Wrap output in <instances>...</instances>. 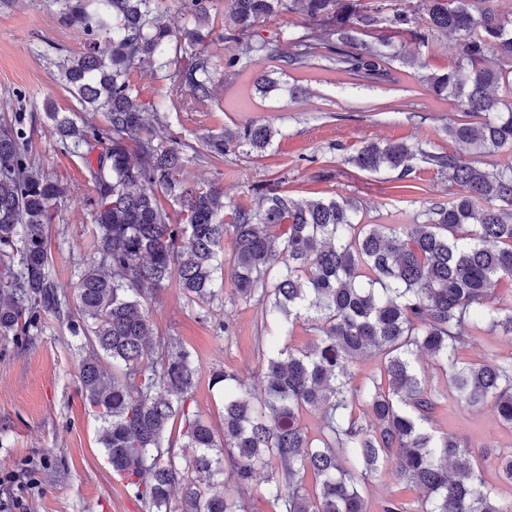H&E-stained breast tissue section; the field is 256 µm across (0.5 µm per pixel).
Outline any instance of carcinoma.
<instances>
[{"label": "carcinoma", "mask_w": 512, "mask_h": 512, "mask_svg": "<svg viewBox=\"0 0 512 512\" xmlns=\"http://www.w3.org/2000/svg\"><path fill=\"white\" fill-rule=\"evenodd\" d=\"M58 2L61 22L84 44L60 64L80 112L45 102L43 121L62 150L87 159L95 252L77 260L68 301L51 275L46 232L67 187L32 160L34 115L15 113L0 124V335L24 344L43 316L76 308L81 392L127 493L145 512H173L176 488L179 512H248L236 492L265 469L262 493L275 512H367L364 488L387 475L422 490L414 512H512L484 476L486 458L434 428L450 395L463 408L491 407L512 428V362L467 360L472 336L464 331L471 324L512 339V297L491 301L492 286L512 285V10H497L496 0H227L226 76L269 64L376 86L425 69L421 81L434 97L487 118L445 127L472 160L405 142L338 145L361 172L406 182L422 163L448 179L451 198L426 206L413 224H370L353 199L298 201L273 184L255 189L256 205L233 207L226 223L223 196L186 181V163L243 147L261 157L280 132L248 123L192 142L165 119L151 129L130 80L147 68L210 100L217 67L203 28L214 0H175L194 22L178 30L161 22L160 0ZM285 13L302 24L276 26ZM450 32L453 63L428 69ZM251 81L265 95L284 88L260 69ZM163 199L180 206L184 221L172 223ZM226 261L237 298L265 304L264 396L232 370L214 372L212 385H223L218 433L191 407L193 355L156 332L147 305L173 277L189 303L212 304ZM296 320L317 336L304 350L285 339ZM365 353L380 361L379 374L355 385L352 367ZM432 369L446 375L450 393L432 384ZM313 408L321 413L316 440L301 420ZM494 469L512 484V455L496 456ZM212 479L224 493H209Z\"/></svg>", "instance_id": "1"}]
</instances>
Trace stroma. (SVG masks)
Listing matches in <instances>:
<instances>
[{"mask_svg":"<svg viewBox=\"0 0 512 512\" xmlns=\"http://www.w3.org/2000/svg\"><path fill=\"white\" fill-rule=\"evenodd\" d=\"M82 50L81 37L60 22L53 0H16L0 9V116L32 112L34 104L47 100L63 112L77 109V101L58 79L57 64ZM133 81L143 101H185V109L170 121L174 132L187 139L248 123L279 130L263 156L239 150L223 159L187 163L184 176L189 182L205 190L220 189L232 204H251L254 187L276 182L297 199H356L367 206L375 224H408L429 202L448 197L447 180L432 169L421 168L415 187L401 188L388 173L370 175L343 164L336 149L340 143L364 141L447 145L445 126L466 114L456 101L432 96L417 76L368 88L345 83L332 72L313 71L301 77L306 95L292 97L279 90L261 104L248 100L245 76L227 79L216 99L201 104L165 81L138 74ZM31 154L47 174L68 187L47 234L53 278L69 296L75 261L94 248L87 205L94 187L85 160L63 152L45 126H37ZM149 315L163 334L178 337L193 354L199 367L194 406L221 425L223 405L211 376L228 369L256 383L265 322L262 303L238 301L228 289L223 300L201 308L188 303L172 281L150 302ZM227 316L233 320L228 337L218 328ZM32 335L26 345L0 336V473L34 469L38 486L27 497L26 512H144L107 464L98 425L80 394V338L72 335L67 319L51 315ZM436 426L458 435L474 452L512 454V430L502 427L490 409H459L438 418Z\"/></svg>","mask_w":512,"mask_h":512,"instance_id":"1","label":"stroma"}]
</instances>
